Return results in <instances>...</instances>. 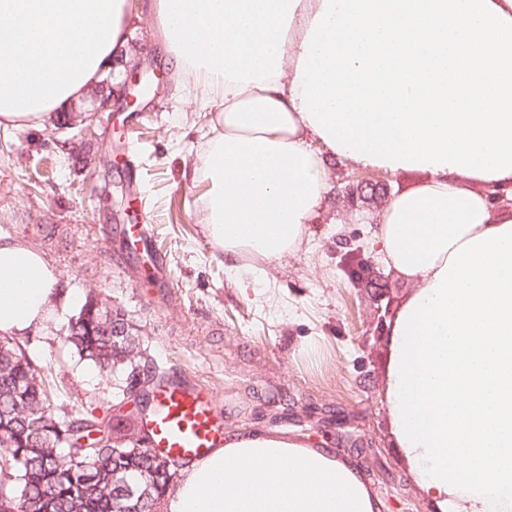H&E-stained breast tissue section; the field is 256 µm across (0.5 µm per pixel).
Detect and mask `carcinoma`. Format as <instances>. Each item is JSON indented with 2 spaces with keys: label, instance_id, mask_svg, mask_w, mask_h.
I'll use <instances>...</instances> for the list:
<instances>
[{
  "label": "carcinoma",
  "instance_id": "obj_1",
  "mask_svg": "<svg viewBox=\"0 0 512 512\" xmlns=\"http://www.w3.org/2000/svg\"><path fill=\"white\" fill-rule=\"evenodd\" d=\"M129 321L89 293L71 317L65 343L100 372L120 371L124 392L160 385L166 372L146 355L136 331L112 335ZM41 366L12 338L0 336V512H158L176 474L166 458L136 439L139 415L75 412L53 404ZM131 436L114 437L113 419Z\"/></svg>",
  "mask_w": 512,
  "mask_h": 512
}]
</instances>
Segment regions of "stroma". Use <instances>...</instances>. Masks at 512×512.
<instances>
[{"mask_svg":"<svg viewBox=\"0 0 512 512\" xmlns=\"http://www.w3.org/2000/svg\"><path fill=\"white\" fill-rule=\"evenodd\" d=\"M133 4L130 54L153 58L165 92L146 98L143 111L101 114L78 161L62 150L67 135L56 123L0 128V235L38 250L61 291L94 292L123 309L155 363L213 393L225 435L259 429L336 449L361 466L385 512H432L391 446L382 402L388 324L407 288L372 244L378 204L359 219L346 202L357 178L392 194L422 174L333 162L320 218L300 249L258 272L228 269L198 222L205 185L185 175L208 129L202 92L167 62L152 0ZM125 224L150 225L167 284L129 259ZM355 248L371 264L357 281L343 264ZM75 312L68 307L36 330L26 350L47 369L57 403L77 408L92 398L105 409L121 376L99 373L65 345ZM324 409L344 413L377 455L338 445L335 428L319 420Z\"/></svg>","mask_w":512,"mask_h":512,"instance_id":"35a3bbf8","label":"stroma"}]
</instances>
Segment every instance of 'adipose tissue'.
<instances>
[{
	"label": "adipose tissue",
	"mask_w": 512,
	"mask_h": 512,
	"mask_svg": "<svg viewBox=\"0 0 512 512\" xmlns=\"http://www.w3.org/2000/svg\"><path fill=\"white\" fill-rule=\"evenodd\" d=\"M153 15L175 70L212 90L192 178L229 268L299 249L332 161L424 173L371 227L409 287L389 329L390 433L435 512H512V0H156ZM130 25L128 0H0V127L89 95L127 59ZM57 283L0 236V334L75 304ZM163 507L381 509L334 449L262 431L187 465Z\"/></svg>",
	"instance_id": "obj_1"
}]
</instances>
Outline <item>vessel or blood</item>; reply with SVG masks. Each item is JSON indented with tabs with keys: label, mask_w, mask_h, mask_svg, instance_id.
Returning <instances> with one entry per match:
<instances>
[{
	"label": "vessel or blood",
	"mask_w": 512,
	"mask_h": 512,
	"mask_svg": "<svg viewBox=\"0 0 512 512\" xmlns=\"http://www.w3.org/2000/svg\"><path fill=\"white\" fill-rule=\"evenodd\" d=\"M123 233L130 253L150 252L151 240L144 225H125ZM154 397L158 407L148 420L145 433L157 454L180 463L223 447L224 416L209 390L169 378Z\"/></svg>",
	"instance_id": "obj_1"
}]
</instances>
